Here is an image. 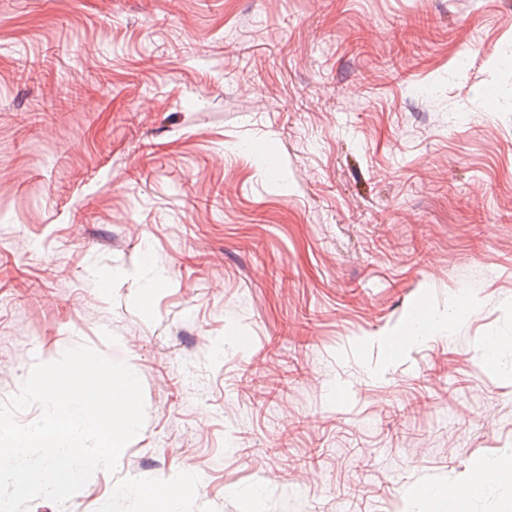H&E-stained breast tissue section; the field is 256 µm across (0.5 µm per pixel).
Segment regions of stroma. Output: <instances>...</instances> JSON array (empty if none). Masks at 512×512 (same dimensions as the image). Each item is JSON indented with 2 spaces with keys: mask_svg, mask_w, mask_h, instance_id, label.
I'll return each mask as SVG.
<instances>
[{
  "mask_svg": "<svg viewBox=\"0 0 512 512\" xmlns=\"http://www.w3.org/2000/svg\"><path fill=\"white\" fill-rule=\"evenodd\" d=\"M490 337L512 343V0H0V402L77 344L144 388L83 512L184 473L182 512H345L338 460L387 485L371 512H412L490 459L468 510L512 512ZM261 358L303 371L259 409ZM317 439L329 466L296 467ZM444 325V322L435 321L429 316L422 319H413L404 330L403 336L395 339V344L401 346L403 339L407 336H411L407 344H415L438 332Z\"/></svg>",
  "mask_w": 512,
  "mask_h": 512,
  "instance_id": "1",
  "label": "stroma"
}]
</instances>
